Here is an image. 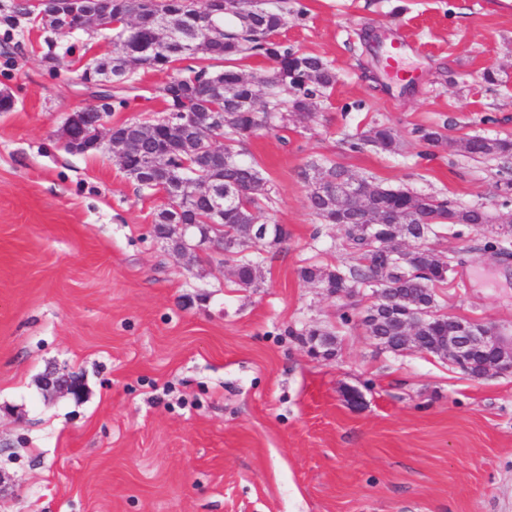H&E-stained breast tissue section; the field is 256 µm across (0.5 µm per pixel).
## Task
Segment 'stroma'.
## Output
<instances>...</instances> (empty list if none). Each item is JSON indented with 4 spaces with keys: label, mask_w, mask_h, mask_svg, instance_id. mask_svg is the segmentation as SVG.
Instances as JSON below:
<instances>
[{
    "label": "stroma",
    "mask_w": 512,
    "mask_h": 512,
    "mask_svg": "<svg viewBox=\"0 0 512 512\" xmlns=\"http://www.w3.org/2000/svg\"><path fill=\"white\" fill-rule=\"evenodd\" d=\"M278 39L336 74L311 117H274L245 139L270 181L258 276L236 285L223 253L179 255L152 232L161 193L111 152L67 150L68 112L89 103L75 56L25 27L0 43V512H512V373L476 380L412 348H379L360 322L371 289L339 298L302 267H349L338 225L308 207L301 171L353 175L502 210L512 160L468 158L462 137H512V9L498 0H300ZM381 43L369 47L366 37ZM414 50L410 81L382 58ZM161 71L138 72L111 122L152 117ZM450 123L422 151L418 131ZM392 126L396 154L351 138ZM497 223L426 240L451 266L439 310L512 333L507 256L482 250ZM333 334L313 355L309 331ZM78 375L80 396L44 391Z\"/></svg>",
    "instance_id": "obj_1"
}]
</instances>
